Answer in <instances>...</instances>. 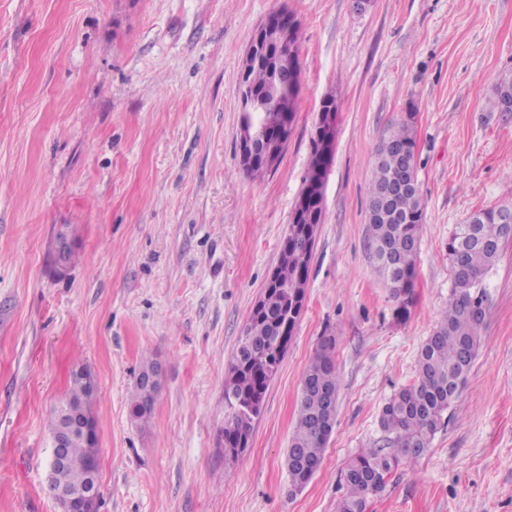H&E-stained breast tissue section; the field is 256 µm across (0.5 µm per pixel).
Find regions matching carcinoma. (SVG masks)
<instances>
[{
	"label": "carcinoma",
	"mask_w": 512,
	"mask_h": 512,
	"mask_svg": "<svg viewBox=\"0 0 512 512\" xmlns=\"http://www.w3.org/2000/svg\"><path fill=\"white\" fill-rule=\"evenodd\" d=\"M283 41L295 53V70H301L299 27L284 30ZM273 55L274 52H269L260 64L240 75L241 81L257 95L269 93L273 84ZM297 99L294 94L264 111L242 117V121L262 126L273 136L281 124V113L295 116ZM489 109L512 112V71L503 74L494 86ZM415 148L410 118L380 140L367 215L376 270L389 288L395 318L400 320L409 316L414 302L425 209ZM500 210V206L480 210L477 222L460 224L449 236L452 286L448 305L420 348L415 381L396 392L380 414L381 427L391 435L393 451L384 453L370 448L349 461L344 471L346 494L338 512H365L368 499L383 491L395 470L421 457L443 425L444 414L466 385L483 323L474 311L484 312V277L507 240L504 225L498 222ZM305 229L304 224H288V236L281 242L275 267L278 284L265 283L262 306L251 309L230 362L224 380V427L220 430L226 448H236L240 440L251 436L269 382L284 358L277 347L281 341L291 340L301 318L312 257ZM334 350L335 338L322 337L301 382L297 419L286 455L293 492L302 490L320 468L336 423L340 377ZM157 369L154 360L144 361L134 386L130 410L140 423L149 421L154 411L148 404L150 393L142 378ZM96 391L91 371L79 368L73 372L66 398L50 416V432L65 437L66 449V461L56 469L54 481L67 489L81 490L87 486L89 463L99 452L98 440H91L71 427L67 413L92 412Z\"/></svg>",
	"instance_id": "carcinoma-1"
}]
</instances>
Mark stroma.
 Returning <instances> with one entry per match:
<instances>
[{"instance_id": "35a3bbf8", "label": "stroma", "mask_w": 512, "mask_h": 512, "mask_svg": "<svg viewBox=\"0 0 512 512\" xmlns=\"http://www.w3.org/2000/svg\"><path fill=\"white\" fill-rule=\"evenodd\" d=\"M300 23L301 93L278 166L240 165L239 74L266 16ZM512 71V0H0V512H56L48 418L92 372L98 512H337L343 472L388 448L385 402L413 383L447 305L448 238L512 203V113L485 102ZM334 156L305 309L249 445L219 443L224 380L276 267L321 102ZM416 130L425 217L406 321L378 276L367 210L375 150ZM71 261L57 267L58 236ZM481 343L426 454L367 512H512V239L484 280ZM336 340V424L307 486L285 456L301 380ZM148 424L130 414L144 356Z\"/></svg>"}]
</instances>
